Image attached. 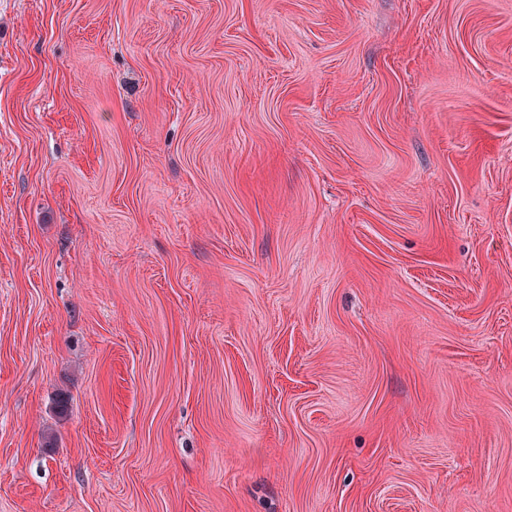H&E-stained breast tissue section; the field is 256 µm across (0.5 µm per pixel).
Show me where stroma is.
<instances>
[{"label": "stroma", "instance_id": "obj_1", "mask_svg": "<svg viewBox=\"0 0 512 512\" xmlns=\"http://www.w3.org/2000/svg\"><path fill=\"white\" fill-rule=\"evenodd\" d=\"M0 512H512V0H0Z\"/></svg>", "mask_w": 512, "mask_h": 512}]
</instances>
